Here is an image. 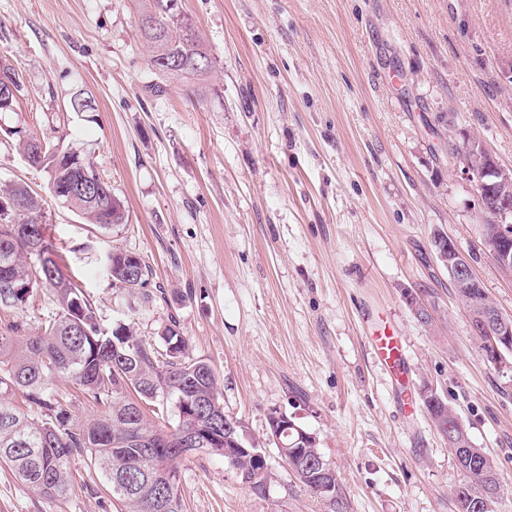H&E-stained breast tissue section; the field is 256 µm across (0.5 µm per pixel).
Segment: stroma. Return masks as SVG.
<instances>
[{"mask_svg": "<svg viewBox=\"0 0 512 512\" xmlns=\"http://www.w3.org/2000/svg\"><path fill=\"white\" fill-rule=\"evenodd\" d=\"M215 59L212 95L156 78L132 0H0V56L24 83L0 112V187L43 199L64 274L103 325L157 341L170 320L218 377L224 408L265 441L259 497L222 457L179 464L185 512H458L462 475L419 392L435 388L503 477L512 512V374L484 342L431 248L471 257L512 314V273L484 246L474 188L437 161L471 136L512 168V0H184ZM97 109L77 112L79 91ZM23 128L82 150L128 210L103 233L61 204L13 145ZM118 246L151 266L150 307L107 288ZM432 306L412 315L405 290ZM401 337L407 373L376 359ZM277 409L313 433L340 505L310 495L274 444ZM67 499L40 498L0 467V512H117L76 458Z\"/></svg>", "mask_w": 512, "mask_h": 512, "instance_id": "35a3bbf8", "label": "stroma"}]
</instances>
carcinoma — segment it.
<instances>
[{
	"mask_svg": "<svg viewBox=\"0 0 512 512\" xmlns=\"http://www.w3.org/2000/svg\"><path fill=\"white\" fill-rule=\"evenodd\" d=\"M138 30L149 48L148 65L161 80L186 83L196 97L210 91L215 60L183 0H136ZM18 149L34 168L49 173L56 199L99 230L110 232L128 222L124 202L83 154L69 161L65 149L22 129ZM98 183L99 192L74 194L78 166ZM63 256L45 234L42 198L22 183L0 188V310L21 311L24 297L44 288L53 295L55 317L38 331L21 335L22 325L0 327V465L8 467L36 494L57 500L71 492V459L86 455L103 479L106 492L122 512H183L179 490L178 449L148 447L142 437L163 441L195 427L202 439L224 427V398L212 367L188 356L189 340L171 319L160 336L162 349L141 336L132 323L101 328L96 312L79 285L62 273ZM109 287L136 296L144 306L159 298L152 270L137 254L116 246L105 254ZM15 283L21 289L14 290ZM65 377L82 394L105 408L84 420L75 418L69 402L50 387ZM435 426L454 428L448 446L454 450L462 479L454 490L459 512H494L501 478L489 455L470 464L474 447L467 426L441 398L423 401ZM159 406L173 424L159 426L147 409ZM289 469L313 496L337 501L338 485L327 489L321 470L305 466L323 454L313 439L292 433ZM237 475L253 494L267 484L253 480L257 459L243 455L234 463Z\"/></svg>",
	"mask_w": 512,
	"mask_h": 512,
	"instance_id": "cac0c4a2",
	"label": "carcinoma"
}]
</instances>
